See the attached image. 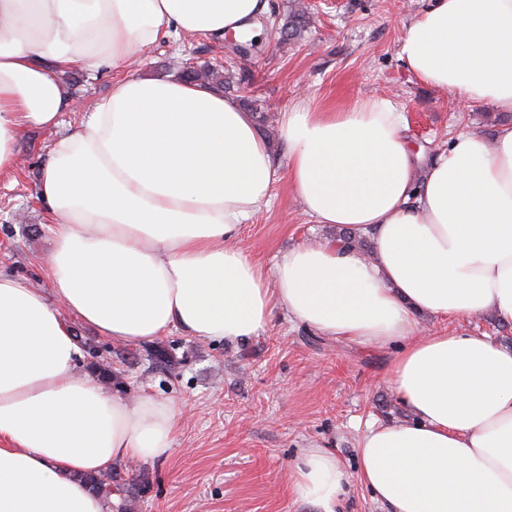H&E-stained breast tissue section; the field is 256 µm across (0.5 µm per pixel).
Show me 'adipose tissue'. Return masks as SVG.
Wrapping results in <instances>:
<instances>
[{
	"label": "adipose tissue",
	"mask_w": 512,
	"mask_h": 512,
	"mask_svg": "<svg viewBox=\"0 0 512 512\" xmlns=\"http://www.w3.org/2000/svg\"><path fill=\"white\" fill-rule=\"evenodd\" d=\"M268 15V0H0V185L28 131L57 133L39 181L49 287L0 272V512H107L87 477L172 452L180 406L81 373L67 316L116 344L175 330L233 343L277 310L393 348L408 416L370 421L357 447V480L385 512H512V347L419 331L424 315L512 325V124L459 133L427 161L390 98L299 99L277 120L282 157L236 99L132 68L171 36L253 39ZM400 57L422 84L512 112V0H431ZM76 67L116 77L63 133ZM283 173L316 223L371 252L299 244L268 271L234 247ZM289 480L316 512H341L348 475L331 449H304Z\"/></svg>",
	"instance_id": "adipose-tissue-1"
}]
</instances>
